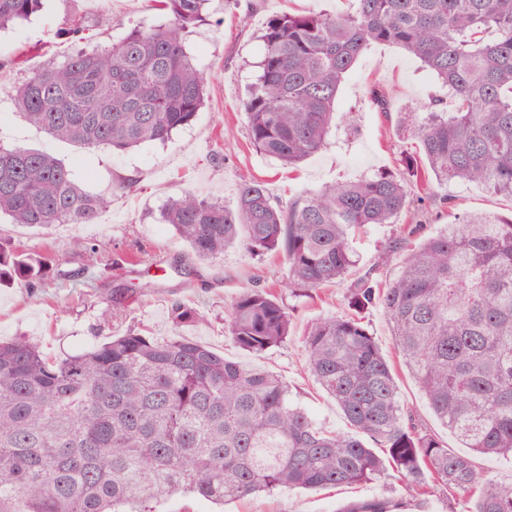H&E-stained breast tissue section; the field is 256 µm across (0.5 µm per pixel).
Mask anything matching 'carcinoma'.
Wrapping results in <instances>:
<instances>
[{
  "label": "carcinoma",
  "instance_id": "carcinoma-1",
  "mask_svg": "<svg viewBox=\"0 0 512 512\" xmlns=\"http://www.w3.org/2000/svg\"><path fill=\"white\" fill-rule=\"evenodd\" d=\"M153 2L165 23L31 72L15 98L28 121L56 139L121 152L190 124L207 79L183 39L205 21L211 0ZM355 2L352 12L267 21L241 104L250 144L289 168L320 151L344 75L374 46L395 45L445 92L417 121L424 167L407 157V179L380 172L286 205L251 180L232 208L188 191L161 212L200 259L234 246L283 254L295 298L346 280L366 226L396 223L414 196L447 201L435 186L461 181L512 196V0ZM43 5L0 0V30ZM106 206L53 156L0 145V215L11 223L90 224ZM422 228H401L385 247L405 252L396 279L383 286L369 270L348 286V313L318 319L302 338L307 371L350 433L319 425L278 376L190 339L129 331L60 360L25 337L1 342L0 512H152L176 495L222 504L371 483L389 471L411 496L438 490L463 500L464 512H512V482L473 462L475 454L512 461V219L464 213L412 244ZM52 274V258L0 242V286L37 288ZM375 303L433 414L471 453L448 450L404 408L391 364L361 317ZM171 313L179 324L199 318L179 301ZM224 329L260 357L292 340V308L268 289L249 288L231 304ZM394 507L377 499L342 512Z\"/></svg>",
  "mask_w": 512,
  "mask_h": 512
}]
</instances>
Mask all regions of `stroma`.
I'll return each mask as SVG.
<instances>
[{
    "label": "stroma",
    "mask_w": 512,
    "mask_h": 512,
    "mask_svg": "<svg viewBox=\"0 0 512 512\" xmlns=\"http://www.w3.org/2000/svg\"><path fill=\"white\" fill-rule=\"evenodd\" d=\"M353 0H212L207 21L186 33L189 56L207 77V98L191 124L163 142H150L125 152L83 148L54 139L30 125L14 103L15 87L34 69L58 61L72 49L61 29L72 18L87 29L86 48L107 47L134 26L157 22L152 0H46L29 22L0 31V144L24 145L49 153L73 170L87 192L109 204L95 223L59 224L34 229L0 220V238L23 245L30 256L52 255L73 278H51L43 288L16 285L0 288V339L25 337L52 360L92 349L114 336L136 330L157 339L184 337L224 354L225 358L260 367L288 383L295 400L327 430L344 432L348 425L332 400L307 373L299 341L316 319L345 313V285L324 289L313 298L291 299L295 340L254 357L238 348L224 332V317L245 289L280 288L286 276L283 256L256 257L232 247L223 256L194 257L160 212L172 198L192 190L234 206L238 188L260 180L269 194L288 202L315 193L336 181L369 177L389 170L406 175L401 163L415 152L413 113L426 111L438 93L437 81L420 61L402 49L377 45L342 81L336 118L324 148L296 170L258 154L251 146L241 102L262 54L260 34L266 21L285 13L347 12ZM387 91L386 110L373 101ZM512 218V197L492 195L465 183L448 185V202L410 203L400 224H423L433 234L460 214ZM400 224H373L356 240L358 264L352 277L379 266L380 281L394 279L400 255L385 256L386 244ZM96 244L101 256L116 263L109 278L98 265L74 252V239ZM134 293L126 310L112 311L113 289ZM195 309L200 318L175 323L172 300ZM401 397L418 424L442 440L449 450L463 445L449 435L431 410L413 376L394 366ZM391 498L398 512H462L464 504L438 497L408 496L395 475L381 481L317 490H294L247 497L217 509L194 495H178L156 504V512H342L349 504Z\"/></svg>",
    "instance_id": "1"
}]
</instances>
